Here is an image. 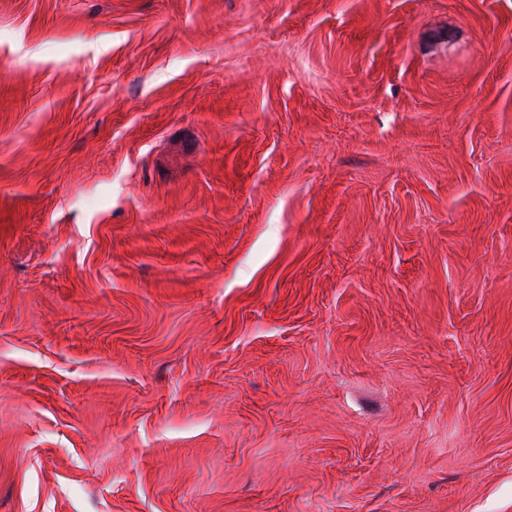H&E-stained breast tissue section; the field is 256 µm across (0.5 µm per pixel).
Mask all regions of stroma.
Masks as SVG:
<instances>
[{"instance_id":"obj_1","label":"stroma","mask_w":512,"mask_h":512,"mask_svg":"<svg viewBox=\"0 0 512 512\" xmlns=\"http://www.w3.org/2000/svg\"><path fill=\"white\" fill-rule=\"evenodd\" d=\"M0 512H512V0H0Z\"/></svg>"}]
</instances>
